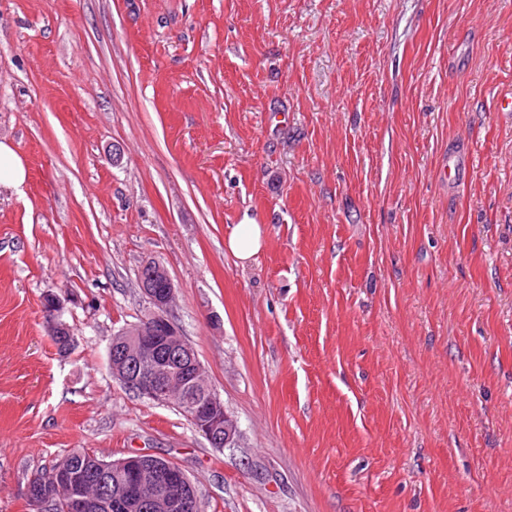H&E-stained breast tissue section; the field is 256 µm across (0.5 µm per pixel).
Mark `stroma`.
Listing matches in <instances>:
<instances>
[{
	"label": "stroma",
	"mask_w": 512,
	"mask_h": 512,
	"mask_svg": "<svg viewBox=\"0 0 512 512\" xmlns=\"http://www.w3.org/2000/svg\"><path fill=\"white\" fill-rule=\"evenodd\" d=\"M510 94L512 0H0V512L75 449L201 512H512ZM149 260L233 446L112 377ZM27 177L23 158L9 142L0 140V189H17L25 184ZM264 224H237L224 240L225 250L240 261L257 256L265 246ZM46 308L48 312L53 314V318L50 322V331L56 336L58 342V348L62 351L68 350L73 344V336L68 325L60 319V300L55 295L48 296L46 300Z\"/></svg>",
	"instance_id": "1"
}]
</instances>
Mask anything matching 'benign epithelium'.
Wrapping results in <instances>:
<instances>
[{"label": "benign epithelium", "mask_w": 512, "mask_h": 512, "mask_svg": "<svg viewBox=\"0 0 512 512\" xmlns=\"http://www.w3.org/2000/svg\"><path fill=\"white\" fill-rule=\"evenodd\" d=\"M143 270L147 280L162 278L165 288L143 289L150 305L148 315L112 337V377L138 397L165 404L172 402L170 386L178 384L180 394L185 396L182 408L188 411L195 428L214 447H226L235 441L236 425L211 385L200 383L203 372L197 353L170 313L175 288L168 271L162 264L149 261ZM46 308L53 314L50 331L58 340V348L66 351L74 340L68 325L60 319L59 298L49 296ZM112 477L123 486V492L112 497L103 495L100 505L107 512H190L194 507L190 479L168 459L131 455L101 461L94 474L73 468L54 471V483L66 499L67 512H88L91 501L85 496V485L96 482L105 487Z\"/></svg>", "instance_id": "obj_1"}]
</instances>
